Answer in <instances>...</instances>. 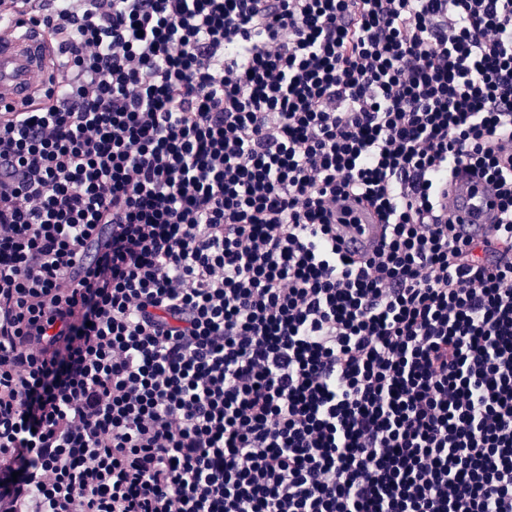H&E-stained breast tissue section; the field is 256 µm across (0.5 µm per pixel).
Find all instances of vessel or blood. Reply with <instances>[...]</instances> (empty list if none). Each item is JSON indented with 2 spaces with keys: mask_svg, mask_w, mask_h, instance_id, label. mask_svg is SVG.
Listing matches in <instances>:
<instances>
[{
  "mask_svg": "<svg viewBox=\"0 0 512 512\" xmlns=\"http://www.w3.org/2000/svg\"><path fill=\"white\" fill-rule=\"evenodd\" d=\"M60 50L47 30L35 20L9 15L0 18V109L27 108L36 87L58 93L64 73L58 67ZM449 219L466 229L485 230L497 223L490 189L481 184H463L443 200ZM355 238L370 247L377 243L382 227L375 215L362 214L352 228Z\"/></svg>",
  "mask_w": 512,
  "mask_h": 512,
  "instance_id": "obj_1",
  "label": "vessel or blood"
}]
</instances>
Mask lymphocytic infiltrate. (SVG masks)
<instances>
[{"mask_svg":"<svg viewBox=\"0 0 512 512\" xmlns=\"http://www.w3.org/2000/svg\"><path fill=\"white\" fill-rule=\"evenodd\" d=\"M27 3L71 78L0 118V512H512V0ZM484 184L463 183L443 199L444 213L454 224H465L464 229L484 231L487 224H495L499 213L493 207V195ZM352 228L353 235L362 245L371 247L378 241L382 233V226L378 224L377 217L373 214L363 212L359 222Z\"/></svg>","mask_w":512,"mask_h":512,"instance_id":"1","label":"lymphocytic infiltrate"}]
</instances>
